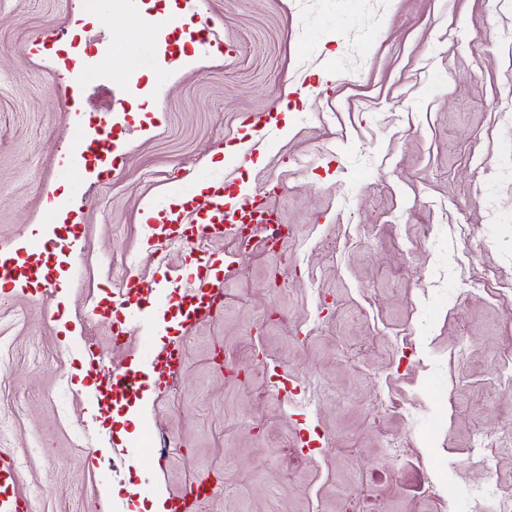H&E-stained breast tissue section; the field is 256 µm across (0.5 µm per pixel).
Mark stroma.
I'll return each instance as SVG.
<instances>
[{"label": "stroma", "instance_id": "stroma-1", "mask_svg": "<svg viewBox=\"0 0 512 512\" xmlns=\"http://www.w3.org/2000/svg\"><path fill=\"white\" fill-rule=\"evenodd\" d=\"M199 2L204 44L175 42L165 0H0V254L50 226L74 245L53 273L76 281L0 307V412L13 418L0 448L47 446L19 493L37 512H102L108 491L109 512H132L207 473L220 489L202 512H489L475 492L488 472L512 492V444L499 442L512 430V0ZM145 42L143 120L123 75ZM77 65L101 75L79 128L58 104ZM274 104L287 132L232 163L243 120ZM102 120L123 150L69 179L70 221L57 223L45 193ZM205 178L261 192L288 237L206 243L224 259V305L176 336L174 388L155 383L146 416L117 433L94 402L165 330L157 307L178 291L142 301L118 343L95 311L118 299L115 271L192 274L183 249L156 245L141 206ZM219 349L239 371L213 363ZM146 422L169 447L125 465ZM478 435L493 470L473 460Z\"/></svg>", "mask_w": 512, "mask_h": 512}]
</instances>
